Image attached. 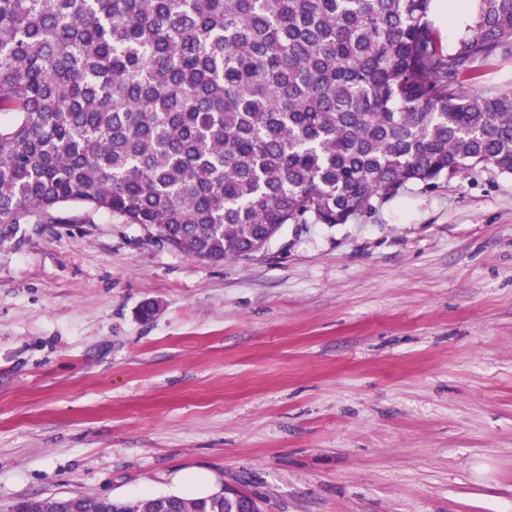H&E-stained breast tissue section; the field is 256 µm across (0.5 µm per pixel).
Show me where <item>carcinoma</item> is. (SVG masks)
<instances>
[{
	"label": "carcinoma",
	"mask_w": 512,
	"mask_h": 512,
	"mask_svg": "<svg viewBox=\"0 0 512 512\" xmlns=\"http://www.w3.org/2000/svg\"><path fill=\"white\" fill-rule=\"evenodd\" d=\"M512 0L443 43L433 0H0V224L70 205L202 261L346 224L412 184L512 174ZM15 512H224V497L19 501ZM490 87L512 88V56L480 63L473 76L464 83V90L471 94Z\"/></svg>",
	"instance_id": "obj_1"
}]
</instances>
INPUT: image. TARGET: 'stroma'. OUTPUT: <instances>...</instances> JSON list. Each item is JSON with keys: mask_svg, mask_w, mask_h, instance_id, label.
<instances>
[{"mask_svg": "<svg viewBox=\"0 0 512 512\" xmlns=\"http://www.w3.org/2000/svg\"><path fill=\"white\" fill-rule=\"evenodd\" d=\"M189 467L260 512H512V174L221 263L77 205L0 226V512Z\"/></svg>", "mask_w": 512, "mask_h": 512, "instance_id": "1", "label": "stroma"}]
</instances>
